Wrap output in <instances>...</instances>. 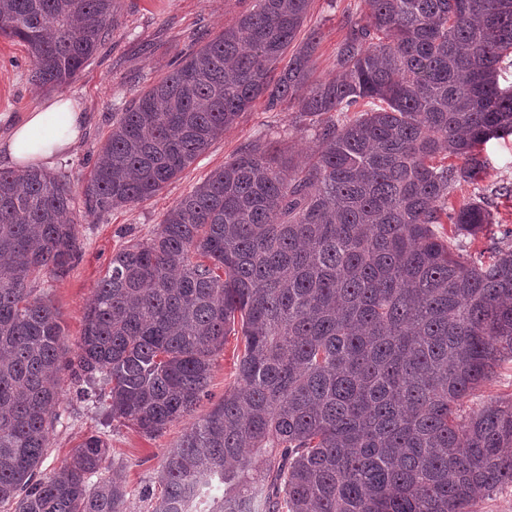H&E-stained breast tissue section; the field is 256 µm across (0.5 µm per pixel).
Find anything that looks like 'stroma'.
<instances>
[{
	"label": "stroma",
	"mask_w": 512,
	"mask_h": 512,
	"mask_svg": "<svg viewBox=\"0 0 512 512\" xmlns=\"http://www.w3.org/2000/svg\"><path fill=\"white\" fill-rule=\"evenodd\" d=\"M353 0H312L306 28H319L321 42L315 54V74L328 78L336 73V48L346 34L345 22ZM253 6V0H117L109 36L99 53L61 89L83 106L86 132L67 158L57 161L53 174L64 176L74 198H82L90 169L101 143L112 128L116 105L138 96L152 82L171 70L174 61L199 39L213 37L238 15ZM34 62L26 48L0 38V138H6L27 112L50 98L47 90L32 81ZM284 133L296 149L312 144L310 134L296 125L295 113L281 107L266 110L257 104L242 113L236 124L215 139L183 172L156 196L142 203L96 216H81L77 225L79 254L67 275L44 285L56 307L67 345H75L83 314L92 301L98 281L113 255L123 246L150 238L171 209L212 171L223 167L245 146L260 137ZM484 152L491 160L487 178L479 186L464 185L454 198L481 192L504 233L497 246L512 248V196L499 190L512 186V136L489 141ZM243 347L239 336H227L215 359L208 394L190 414L154 437H147L131 424L111 418L110 401L77 399L68 376H61V419L50 435V450L39 471L47 477L68 461L83 437L105 438L116 463L122 464L130 492V512H151L150 496L159 494L162 464L170 448L194 422L220 401L236 382V360Z\"/></svg>",
	"instance_id": "1"
}]
</instances>
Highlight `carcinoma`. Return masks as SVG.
Here are the masks:
<instances>
[{"label":"carcinoma","instance_id":"1","mask_svg":"<svg viewBox=\"0 0 512 512\" xmlns=\"http://www.w3.org/2000/svg\"><path fill=\"white\" fill-rule=\"evenodd\" d=\"M310 5L255 0L112 113L87 215L152 198L260 100L315 146L251 142L112 256L72 351L34 288L78 256L69 188L0 170V512H126L119 470L89 487L99 435L37 477L59 373L84 401L110 385L112 418L152 437L207 395L232 333L237 385L169 450L152 512H474L512 487V398L462 409L512 361V249L471 253L495 239L488 203L451 200L512 135V0H360L325 79L317 30L286 56ZM115 8L0 0V37L60 87Z\"/></svg>","mask_w":512,"mask_h":512}]
</instances>
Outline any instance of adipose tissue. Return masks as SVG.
Masks as SVG:
<instances>
[{
  "instance_id": "1",
  "label": "adipose tissue",
  "mask_w": 512,
  "mask_h": 512,
  "mask_svg": "<svg viewBox=\"0 0 512 512\" xmlns=\"http://www.w3.org/2000/svg\"><path fill=\"white\" fill-rule=\"evenodd\" d=\"M84 130L85 115L76 100L47 99L0 140V162L19 170L54 165L78 143Z\"/></svg>"
}]
</instances>
